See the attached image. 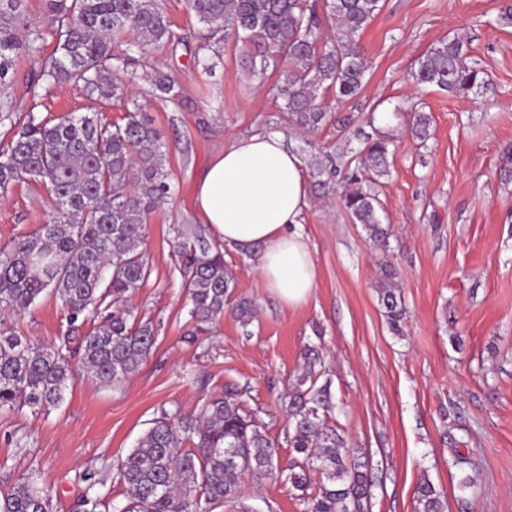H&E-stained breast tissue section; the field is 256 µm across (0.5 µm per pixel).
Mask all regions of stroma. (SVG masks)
<instances>
[{
  "label": "stroma",
  "mask_w": 512,
  "mask_h": 512,
  "mask_svg": "<svg viewBox=\"0 0 512 512\" xmlns=\"http://www.w3.org/2000/svg\"><path fill=\"white\" fill-rule=\"evenodd\" d=\"M180 39L147 51L133 90L161 130L171 190L148 216L151 269L132 297L133 317L152 322L156 342L139 370L114 387L78 377L62 406L48 413L0 411V490L33 472L51 489L58 512L81 496L123 500L112 465L132 448L161 409H190L235 392L279 446V468L296 454L280 403L316 351L320 383L336 408L327 424L344 436L373 478L368 512H414L415 490L429 478L447 512H512V178L501 176L512 151V0H385L359 44L369 69L359 98L327 94L347 133L325 126L300 132L275 110L272 82L247 74L233 46L204 75L194 58L199 25L186 0H162ZM27 28L10 81L0 89V148L16 117L98 114L121 121L123 101L99 103L72 83H38L56 41L46 0H24ZM458 36L466 61L485 73L479 93L452 95L415 85L412 69L435 43ZM176 79L180 103L153 98L157 74ZM431 137L411 135L416 113ZM392 137L388 172L373 191L389 229L386 246L369 239L339 194L312 199L301 225L316 271L308 299L289 307L258 285L249 255L225 251L232 296L257 314L242 325L232 309L193 335L189 303L172 241L197 223L193 187L213 153L237 135L279 132L303 162L321 157L326 177L345 184L352 150L370 128ZM51 199L38 182L0 195V247L45 223ZM392 282L406 316L389 325L380 286ZM22 335L59 345L68 332L54 295L0 317ZM104 483L86 482L88 473ZM305 493L284 481L245 478L239 498L216 512H306Z\"/></svg>",
  "instance_id": "1"
}]
</instances>
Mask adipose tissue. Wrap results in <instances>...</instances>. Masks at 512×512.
Wrapping results in <instances>:
<instances>
[{
    "label": "adipose tissue",
    "mask_w": 512,
    "mask_h": 512,
    "mask_svg": "<svg viewBox=\"0 0 512 512\" xmlns=\"http://www.w3.org/2000/svg\"><path fill=\"white\" fill-rule=\"evenodd\" d=\"M193 204L226 247L253 254L265 291L291 307L307 300L315 265L299 226L310 195L303 162L282 134L240 136L215 152Z\"/></svg>",
    "instance_id": "obj_1"
}]
</instances>
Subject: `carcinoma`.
Segmentation results:
<instances>
[{"label":"carcinoma","instance_id":"cac0c4a2","mask_svg":"<svg viewBox=\"0 0 512 512\" xmlns=\"http://www.w3.org/2000/svg\"><path fill=\"white\" fill-rule=\"evenodd\" d=\"M204 26L195 47L209 74L224 62L212 42L235 39L240 63L252 76H276L282 100L279 111L300 129L313 131L333 119L324 105L327 92L356 98L369 62L357 37L378 15L384 0H188ZM57 40L56 56L41 70L47 84L72 82L100 101L127 98L122 122L105 123L96 115H69L57 123L28 112L0 154V193L16 182L33 179L46 188L53 207L45 224L0 248V311L28 309L47 292L55 294L67 322H91L82 336H65L47 346L20 336L0 322V410L49 412L61 406L74 374L69 344L77 342L86 376L104 386L118 385L135 374L151 351L155 336L149 324L130 320L124 298L143 287L150 268L143 245L146 218L170 192L163 169L162 133L127 97L137 79L138 57L151 47L176 39L161 0H47ZM333 20V37L324 36L323 19ZM25 29L22 0H0V84L13 69ZM136 37L123 52L112 43L127 30ZM120 70L124 81L112 78ZM418 85L452 94L487 87L484 72L465 62L458 37L439 41L411 73ZM154 92L171 102L179 84L164 75ZM430 117L415 116L412 135L429 137ZM390 141L368 138L357 152V170L343 186L341 198L356 223L364 225L377 246L388 233L378 215L379 201L365 184L387 173ZM136 176L137 192L126 185ZM179 273L198 331L224 316L231 278L224 252L196 227L176 229ZM42 257L32 266V255ZM392 328L405 314L395 288H380ZM294 432L288 446L299 458L288 471L275 464L278 444L234 394L204 400L194 411L161 410L137 445L115 465L126 503L112 512H214L238 497L244 476L284 480L307 492L309 512H367L371 479L365 464L351 457L348 442L327 427L332 409L328 386L316 385L312 373L298 378L287 402ZM321 474L312 485L309 475ZM415 512H446L443 494L427 478L416 488ZM0 512H54L53 495L34 474L16 480L0 495Z\"/></svg>","mask_w":512,"mask_h":512}]
</instances>
